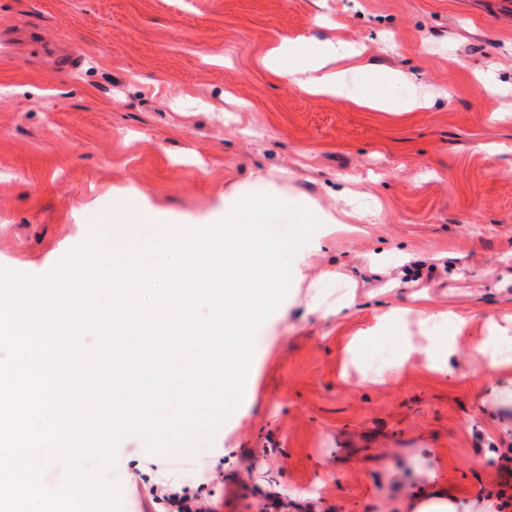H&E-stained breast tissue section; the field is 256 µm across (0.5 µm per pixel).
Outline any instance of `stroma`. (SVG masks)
<instances>
[{
  "label": "stroma",
  "mask_w": 512,
  "mask_h": 512,
  "mask_svg": "<svg viewBox=\"0 0 512 512\" xmlns=\"http://www.w3.org/2000/svg\"><path fill=\"white\" fill-rule=\"evenodd\" d=\"M30 27L79 56L77 69L27 61L0 44V268L42 277L116 200L151 204L160 223L207 224L232 184L289 173L293 193L325 207L373 200L353 231L272 224L296 237L308 278H356L344 315L309 310L290 282L264 307L243 399L194 457L153 455L136 435L117 448L122 512H168L151 485L212 512H397L398 494L436 463L459 499L495 490L512 432L481 403L471 370L489 316L512 313V0H0V29ZM341 35L364 62L405 73L425 108L381 112L304 92L265 68L280 40ZM463 330L440 324L444 373L402 363L399 324L346 346L407 284Z\"/></svg>",
  "instance_id": "stroma-1"
}]
</instances>
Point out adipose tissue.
<instances>
[{
  "instance_id": "adipose-tissue-1",
  "label": "adipose tissue",
  "mask_w": 512,
  "mask_h": 512,
  "mask_svg": "<svg viewBox=\"0 0 512 512\" xmlns=\"http://www.w3.org/2000/svg\"><path fill=\"white\" fill-rule=\"evenodd\" d=\"M355 55L354 48L337 37L300 46L285 39L270 53L269 64L278 77L297 82L313 95L338 97L384 112H411L422 107V97L416 92L399 97L367 95V83L398 88L406 78L392 69L355 63ZM373 216V210L362 205L319 207L261 171L248 183L225 192L223 208L213 223L185 224L178 234L161 239L153 235V211L132 213L116 205L110 245L99 250L118 290L112 316L134 318L143 328L164 325L165 333L155 349L166 361L167 383L185 391L203 389L204 397L177 416L153 420L150 410L158 393L135 389L133 378L139 370L132 367L127 377L113 385L114 411L126 417L130 426H147L161 433L189 429L201 414L217 413L237 390L241 363L250 352L254 327L267 299L276 288L300 279L306 263L295 240L270 241L268 224L278 217L304 226L368 224ZM409 299V306L379 316L378 325L401 324L415 317L419 335L405 339L404 361H416L432 373L444 372L448 351L428 341L429 330L448 321L461 329L467 321L454 309H431L425 291L413 292ZM218 300L224 307L215 333L223 337L224 346L209 350L201 364L194 358L192 309ZM511 327L512 314L504 315L502 322H490L492 340L474 348L478 372L491 379L488 400L506 411L512 409V352L501 348L499 341ZM407 463L414 472H426L428 485L405 496L401 512H495L492 500L463 501L449 495L447 486L435 471L427 470L421 456H411Z\"/></svg>"
}]
</instances>
